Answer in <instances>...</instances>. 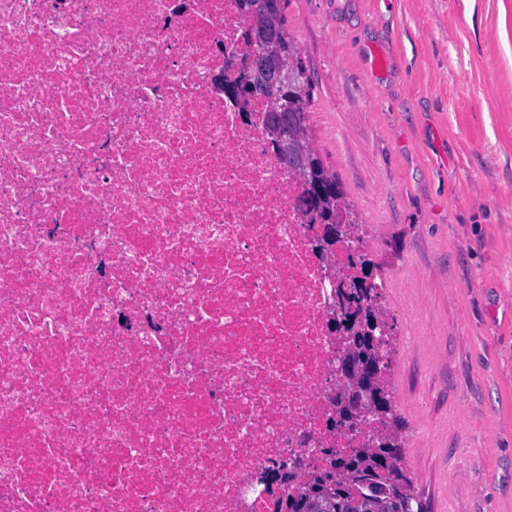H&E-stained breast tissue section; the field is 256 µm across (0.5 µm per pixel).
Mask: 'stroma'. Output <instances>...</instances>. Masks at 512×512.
<instances>
[{"label":"stroma","instance_id":"stroma-1","mask_svg":"<svg viewBox=\"0 0 512 512\" xmlns=\"http://www.w3.org/2000/svg\"><path fill=\"white\" fill-rule=\"evenodd\" d=\"M428 512H512V0H285Z\"/></svg>","mask_w":512,"mask_h":512}]
</instances>
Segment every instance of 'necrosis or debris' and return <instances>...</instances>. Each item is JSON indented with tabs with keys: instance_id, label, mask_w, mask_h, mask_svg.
I'll return each instance as SVG.
<instances>
[{
	"instance_id": "necrosis-or-debris-1",
	"label": "necrosis or debris",
	"mask_w": 512,
	"mask_h": 512,
	"mask_svg": "<svg viewBox=\"0 0 512 512\" xmlns=\"http://www.w3.org/2000/svg\"><path fill=\"white\" fill-rule=\"evenodd\" d=\"M236 0H0V512H287L355 445Z\"/></svg>"
}]
</instances>
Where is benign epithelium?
I'll return each instance as SVG.
<instances>
[{"label":"benign epithelium","instance_id":"7a95c632","mask_svg":"<svg viewBox=\"0 0 512 512\" xmlns=\"http://www.w3.org/2000/svg\"><path fill=\"white\" fill-rule=\"evenodd\" d=\"M280 6V0H253L246 12L250 21L251 53L243 68L242 84L247 95L259 96L270 104L267 133L280 163L312 189L314 198L329 201L335 186L317 167L314 150L300 147L293 135L302 127L300 110L305 105V89L296 73L298 58L279 22ZM318 213L315 208L308 218L319 224L323 256L329 257L334 251L331 241L341 243L354 232V226L326 224L316 218ZM354 328L362 335L365 344L347 346L336 359V370L342 380L336 399V415L343 428L348 430L367 423H375L382 428V432L363 442L361 448L352 449L350 456L371 448H387L392 454L399 441L393 430L391 400L387 397V390L382 388L387 373L384 344L388 329L378 318L356 320ZM389 485L387 489L377 482H360L353 487L351 495L364 505L382 501L387 504L389 512H412V494L403 479L394 474Z\"/></svg>","mask_w":512,"mask_h":512}]
</instances>
